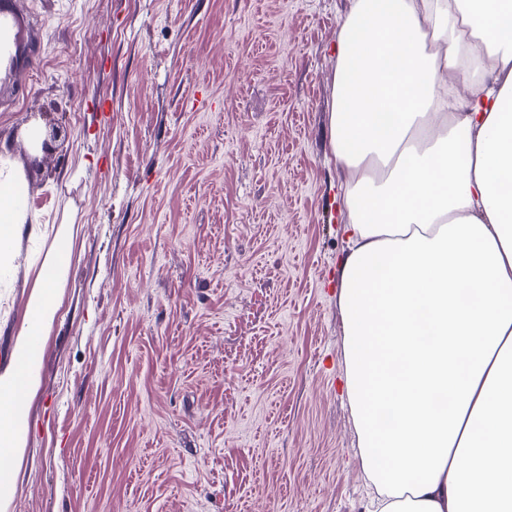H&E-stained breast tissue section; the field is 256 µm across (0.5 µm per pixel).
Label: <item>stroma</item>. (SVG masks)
Wrapping results in <instances>:
<instances>
[{
  "label": "stroma",
  "instance_id": "stroma-1",
  "mask_svg": "<svg viewBox=\"0 0 512 512\" xmlns=\"http://www.w3.org/2000/svg\"><path fill=\"white\" fill-rule=\"evenodd\" d=\"M353 2L23 0L0 145L43 234L0 283V370L76 235L7 512H364L328 122Z\"/></svg>",
  "mask_w": 512,
  "mask_h": 512
}]
</instances>
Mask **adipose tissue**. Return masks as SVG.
<instances>
[{"instance_id": "ef3b65f1", "label": "adipose tissue", "mask_w": 512, "mask_h": 512, "mask_svg": "<svg viewBox=\"0 0 512 512\" xmlns=\"http://www.w3.org/2000/svg\"><path fill=\"white\" fill-rule=\"evenodd\" d=\"M330 146L347 213L336 296L373 512L512 506V0H354ZM0 152V278L40 230ZM74 231L61 225L0 371V512Z\"/></svg>"}]
</instances>
